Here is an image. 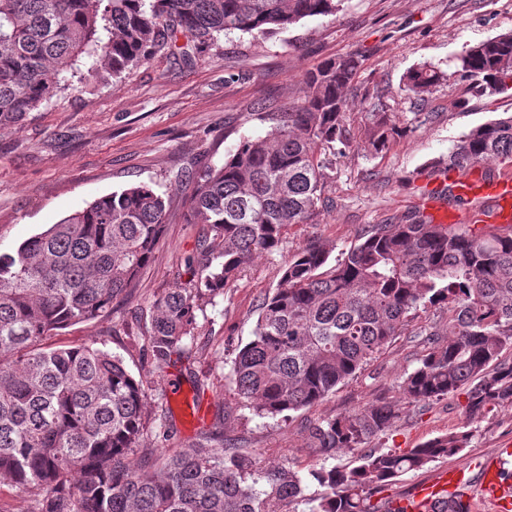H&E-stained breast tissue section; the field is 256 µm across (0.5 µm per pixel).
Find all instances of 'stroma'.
Masks as SVG:
<instances>
[{
    "mask_svg": "<svg viewBox=\"0 0 512 512\" xmlns=\"http://www.w3.org/2000/svg\"><path fill=\"white\" fill-rule=\"evenodd\" d=\"M510 32L512 0H344L336 14L304 18L270 37H219L190 65L164 51L95 87L73 84L21 127L0 129L1 253L132 185H149L174 200L132 292L114 301L106 316L59 331L49 346L102 344L121 356L144 383L151 417L173 426L175 436L164 445L170 453L193 448L220 424L263 465L291 463L305 472L324 463L310 447L312 425L384 401L400 405L401 419L395 432L371 439L370 447L412 448L464 426L471 432L461 456L403 475L385 495L406 497L460 465L479 477L485 458L512 448V408H492L469 424L452 396L429 405L404 403L401 382L422 352L414 337H394L354 378L287 417L260 418L241 407L230 389V371L234 350L251 339L257 307L278 284L289 255L318 240L339 258L364 226L422 210L438 185L430 176L433 162L447 157L472 128L512 115V91L479 96L473 79L453 64L466 48ZM350 52L363 59L348 92L353 139L335 159L330 205L316 223L291 226L277 251L255 258L198 316L184 357L156 371L136 329L147 322L154 294L189 279L184 259L202 236L201 225L186 221L188 191L178 175L222 165L241 140L266 135L272 115L300 105L309 71ZM421 62L438 65L442 83L421 97L400 92L403 73ZM377 90L384 91L389 113L410 120L412 128L372 154L364 148L363 129ZM435 199L441 206L448 202L444 195ZM174 382L188 404L172 398Z\"/></svg>",
    "mask_w": 512,
    "mask_h": 512,
    "instance_id": "35a3bbf8",
    "label": "stroma"
}]
</instances>
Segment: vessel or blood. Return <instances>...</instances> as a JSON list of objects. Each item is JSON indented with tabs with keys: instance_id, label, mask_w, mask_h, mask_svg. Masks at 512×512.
Wrapping results in <instances>:
<instances>
[{
	"instance_id": "obj_1",
	"label": "vessel or blood",
	"mask_w": 512,
	"mask_h": 512,
	"mask_svg": "<svg viewBox=\"0 0 512 512\" xmlns=\"http://www.w3.org/2000/svg\"><path fill=\"white\" fill-rule=\"evenodd\" d=\"M443 179L448 182L454 195L470 199L474 197L488 201L489 207L480 213L479 220L484 224L512 223V177L485 176L480 168H471L467 173L452 170L444 173ZM466 467L460 466L452 471L443 472L431 483L419 486L413 492L414 498L421 499L441 492H452L459 487ZM480 483L482 492L487 494L495 512H507L512 507V480L502 477L496 460H489L484 467Z\"/></svg>"
}]
</instances>
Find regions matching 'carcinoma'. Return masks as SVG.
Instances as JSON below:
<instances>
[{
	"label": "carcinoma",
	"mask_w": 512,
	"mask_h": 512,
	"mask_svg": "<svg viewBox=\"0 0 512 512\" xmlns=\"http://www.w3.org/2000/svg\"><path fill=\"white\" fill-rule=\"evenodd\" d=\"M343 0H0V128L20 124L70 77L93 85L150 60L182 34L201 45L232 32L273 36L306 17L333 15ZM101 67L80 72L84 58ZM360 56L325 60L304 79L301 105L245 138L219 166L184 176L186 221L206 227L185 263L192 279L153 297L144 351L159 370L185 351L197 312L224 294L251 260L277 250L288 228L313 224L328 201L331 157L347 145L346 90ZM480 95L512 89V33L457 58ZM442 78L427 63L400 90L429 93ZM410 129L371 103L365 148L380 153ZM512 160V116L463 135L433 172ZM171 197L140 184L102 196L46 231L0 253V487L27 494L33 512H472L460 496L403 506L372 497L397 478L459 455L460 430L414 448H368L392 432L400 409L378 402L309 428L311 448L341 451L358 465L305 476L263 468L254 455L210 437L169 455L141 447L151 423L143 381L103 347L43 346L67 327L105 316L148 265ZM311 241L288 257L260 304L253 338L236 349L233 394L258 417L304 409L353 378L419 309L448 312V331L423 327L424 354L404 377L410 403L464 396L467 422L489 406H512V228L476 234L416 212L370 224L331 267ZM139 452L145 464L128 457ZM322 492L306 494L307 478Z\"/></svg>",
	"instance_id": "obj_1"
}]
</instances>
